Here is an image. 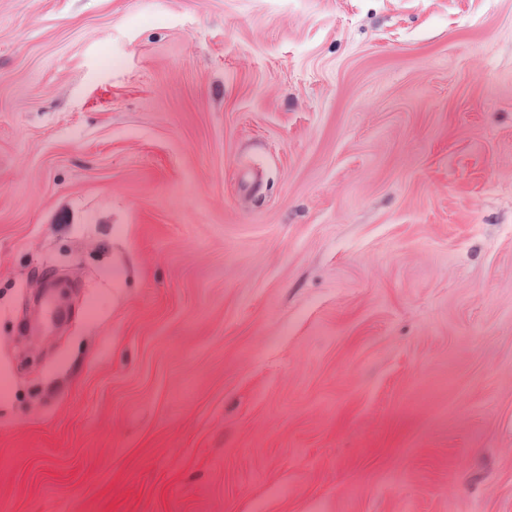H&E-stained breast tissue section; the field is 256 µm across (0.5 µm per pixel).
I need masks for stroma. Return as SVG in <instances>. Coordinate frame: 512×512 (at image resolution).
<instances>
[{
  "instance_id": "obj_1",
  "label": "stroma",
  "mask_w": 512,
  "mask_h": 512,
  "mask_svg": "<svg viewBox=\"0 0 512 512\" xmlns=\"http://www.w3.org/2000/svg\"><path fill=\"white\" fill-rule=\"evenodd\" d=\"M4 380L0 512H512V0H0Z\"/></svg>"
}]
</instances>
